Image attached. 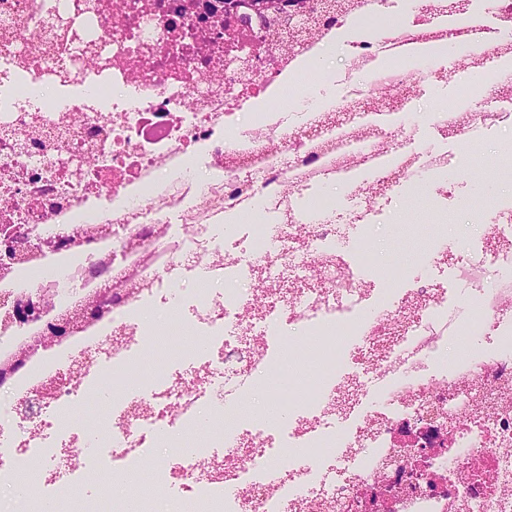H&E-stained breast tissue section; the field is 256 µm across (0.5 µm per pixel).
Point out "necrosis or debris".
Here are the masks:
<instances>
[{
	"label": "necrosis or debris",
	"instance_id": "1",
	"mask_svg": "<svg viewBox=\"0 0 512 512\" xmlns=\"http://www.w3.org/2000/svg\"><path fill=\"white\" fill-rule=\"evenodd\" d=\"M56 3L0 0V224L23 231L0 238V491L17 489L19 512H151L174 488L189 512H512V206L489 203L475 249L436 236L423 268L453 292L404 271L377 287L369 238L345 246L404 188L424 186L429 210L453 197L447 152L418 124L465 152L512 119V0H307L295 53L277 12L237 17L229 47L201 0H100L81 24L111 46L105 64L54 28ZM478 19L489 36L463 53L457 106L417 113L422 84L447 73L415 68L409 44ZM338 42L341 90L288 96ZM328 182L346 203L320 194ZM19 295L45 315L12 323ZM150 311L194 336V367L138 371ZM258 391L278 419L238 416ZM428 422L451 447L421 459L394 442ZM219 438L223 455H204Z\"/></svg>",
	"mask_w": 512,
	"mask_h": 512
}]
</instances>
